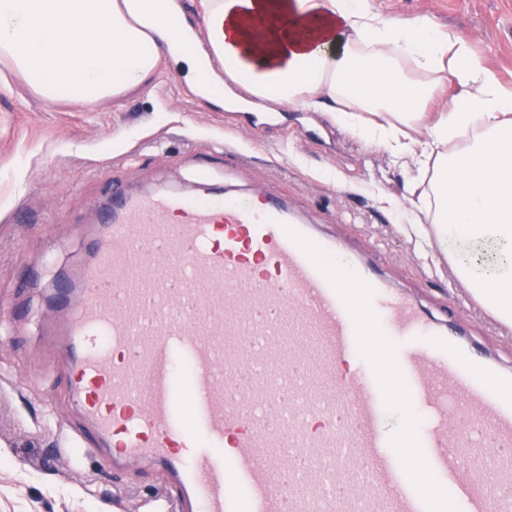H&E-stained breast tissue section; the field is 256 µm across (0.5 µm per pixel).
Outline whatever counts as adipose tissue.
Here are the masks:
<instances>
[{
  "mask_svg": "<svg viewBox=\"0 0 512 512\" xmlns=\"http://www.w3.org/2000/svg\"><path fill=\"white\" fill-rule=\"evenodd\" d=\"M176 0H0V68L49 102L91 105L146 87L161 57L291 108L333 113L395 159L435 156L431 229L456 277L512 324V88L466 42L395 23L368 0H206L207 49L184 48ZM222 63L214 74L211 57ZM450 74L462 93L426 106Z\"/></svg>",
  "mask_w": 512,
  "mask_h": 512,
  "instance_id": "obj_1",
  "label": "adipose tissue"
}]
</instances>
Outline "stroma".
<instances>
[{
	"label": "stroma",
	"instance_id": "obj_1",
	"mask_svg": "<svg viewBox=\"0 0 512 512\" xmlns=\"http://www.w3.org/2000/svg\"><path fill=\"white\" fill-rule=\"evenodd\" d=\"M393 21L428 19L468 42L512 87V0H370ZM217 106L163 58L145 92L92 105L47 102L12 78L0 91V512H171L178 496L151 465L112 467L81 415L51 293L88 261L109 187L187 191L199 170L232 194L285 200L368 255L398 288L470 335L476 355L512 367V327L484 309L440 250L422 251L412 210L426 187L415 159L395 160L323 111L264 102Z\"/></svg>",
	"mask_w": 512,
	"mask_h": 512
}]
</instances>
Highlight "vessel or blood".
Wrapping results in <instances>:
<instances>
[{
  "instance_id": "1",
  "label": "vessel or blood",
  "mask_w": 512,
  "mask_h": 512,
  "mask_svg": "<svg viewBox=\"0 0 512 512\" xmlns=\"http://www.w3.org/2000/svg\"><path fill=\"white\" fill-rule=\"evenodd\" d=\"M70 291L79 408L117 464L165 468L182 504L512 512V373L284 204L113 195ZM391 397L425 417L403 453Z\"/></svg>"
}]
</instances>
